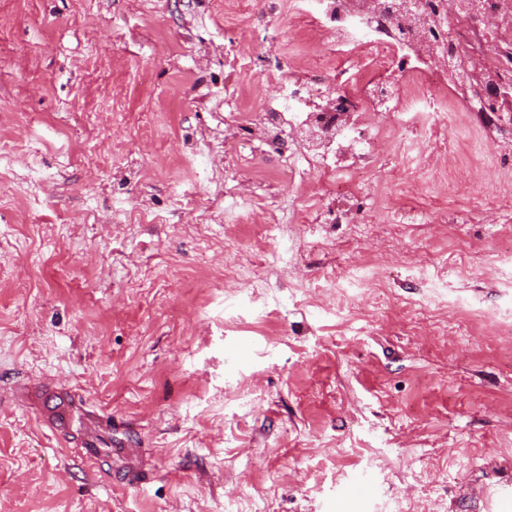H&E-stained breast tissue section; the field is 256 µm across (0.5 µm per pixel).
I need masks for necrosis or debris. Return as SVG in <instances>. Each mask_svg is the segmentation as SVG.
<instances>
[{
    "label": "necrosis or debris",
    "mask_w": 512,
    "mask_h": 512,
    "mask_svg": "<svg viewBox=\"0 0 512 512\" xmlns=\"http://www.w3.org/2000/svg\"><path fill=\"white\" fill-rule=\"evenodd\" d=\"M486 12L512 26V0H457L453 8L447 0H383L378 11L368 0H304L303 15L334 33L322 50L332 54L350 47L363 75L355 77L344 66L330 70L328 78L337 88L331 106L318 101L319 80L289 77L278 102L244 119L241 127L264 141L289 140V172L303 160L316 172L359 173L383 139L371 115L388 112L402 124L419 112L425 123L441 122L437 102L448 80L429 72L432 56H444L449 72L460 73L469 55L485 53L489 62L481 89L496 104L512 95V41H488L467 25ZM399 75L405 85L396 84Z\"/></svg>",
    "instance_id": "necrosis-or-debris-1"
}]
</instances>
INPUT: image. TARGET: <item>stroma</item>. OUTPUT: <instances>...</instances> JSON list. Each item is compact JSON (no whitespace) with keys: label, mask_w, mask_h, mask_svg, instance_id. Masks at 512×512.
Returning a JSON list of instances; mask_svg holds the SVG:
<instances>
[{"label":"stroma","mask_w":512,"mask_h":512,"mask_svg":"<svg viewBox=\"0 0 512 512\" xmlns=\"http://www.w3.org/2000/svg\"><path fill=\"white\" fill-rule=\"evenodd\" d=\"M300 9L0 0V512H482L462 485L506 478L512 112L494 144L476 93L380 113L353 224L289 223L335 181L233 113L325 70ZM20 383L82 418L50 431ZM101 412L142 486L78 455Z\"/></svg>","instance_id":"1"}]
</instances>
